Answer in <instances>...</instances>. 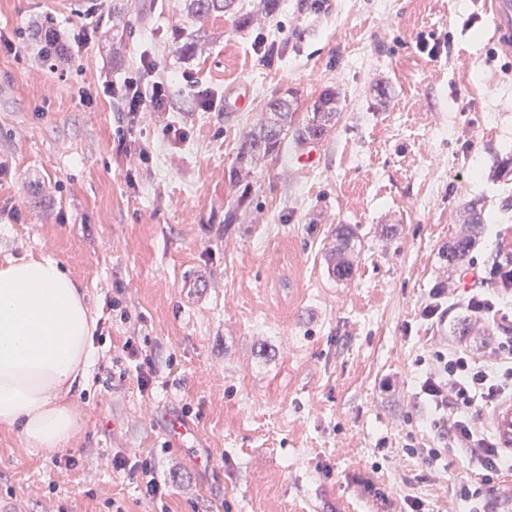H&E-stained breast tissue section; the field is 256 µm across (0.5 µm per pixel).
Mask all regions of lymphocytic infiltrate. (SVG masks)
<instances>
[{"mask_svg":"<svg viewBox=\"0 0 512 512\" xmlns=\"http://www.w3.org/2000/svg\"><path fill=\"white\" fill-rule=\"evenodd\" d=\"M154 61L142 60L136 76L123 82L121 107L130 116L166 108L169 84L156 75ZM464 307L475 319L498 323L499 335L487 360L481 361L463 348L437 350L429 376L421 385L429 407L434 411L454 408L443 447L417 449V456L430 467L455 448L469 454L479 478L459 485V498L469 512H493L494 486L500 475L512 469V460L498 456L493 443L477 423L480 409L497 398L512 395V326L498 322L499 294L489 288L469 289Z\"/></svg>","mask_w":512,"mask_h":512,"instance_id":"f902f5d3","label":"lymphocytic infiltrate"}]
</instances>
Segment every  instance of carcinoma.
<instances>
[{
  "label": "carcinoma",
  "mask_w": 512,
  "mask_h": 512,
  "mask_svg": "<svg viewBox=\"0 0 512 512\" xmlns=\"http://www.w3.org/2000/svg\"><path fill=\"white\" fill-rule=\"evenodd\" d=\"M279 5V0H247L245 3L240 0H180L181 22L173 30L174 51L184 59L200 53L206 38L204 22L212 16L222 13L228 17L233 29L242 31L273 16ZM338 101L336 90L326 89L314 103L313 111L302 116L285 98L266 103L261 118L243 134L235 166L228 172V180L238 186L239 195L224 212V223H236L241 207L251 194V184L244 181V176L266 159L280 155L290 137L298 146L323 140L336 126ZM463 212V228L439 252L445 269L463 262L482 232L479 203L469 202ZM331 238L332 247L326 255L327 274L337 283H349L356 276L357 259L362 250L359 228L355 224H336L331 229Z\"/></svg>",
  "instance_id": "obj_1"
}]
</instances>
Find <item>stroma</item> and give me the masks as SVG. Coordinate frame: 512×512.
<instances>
[{
  "mask_svg": "<svg viewBox=\"0 0 512 512\" xmlns=\"http://www.w3.org/2000/svg\"><path fill=\"white\" fill-rule=\"evenodd\" d=\"M87 2L95 16L0 0V34L18 48L0 54V262L60 260L96 320L92 373L74 394L76 466L0 426V501L19 512H404L410 495L428 512H467L469 456L449 450L435 471L407 449L441 446L447 415L420 393L430 352L455 343L482 356L493 332L454 335L459 303L494 257L512 256V174L498 171L512 155V56L485 0H282L241 32L209 19L211 40L189 61L172 51L177 0H137L121 23L110 0ZM43 24L63 46L50 68L31 35ZM274 41L279 54L261 60L257 47ZM144 57L172 84L169 108L132 124L111 90ZM241 82L251 99L237 109ZM328 88L340 117L310 150L314 166L288 145L254 175L239 223H225L243 131L269 100L306 113ZM475 200L478 244L443 272L439 250ZM335 224L362 235L344 285L324 260ZM384 224L393 237H380ZM443 280L454 305L427 317ZM171 415L192 426V448L171 442ZM116 453L150 460L169 496H145L113 469Z\"/></svg>",
  "mask_w": 512,
  "mask_h": 512,
  "instance_id": "35a3bbf8",
  "label": "stroma"
}]
</instances>
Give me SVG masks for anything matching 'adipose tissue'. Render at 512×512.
Wrapping results in <instances>:
<instances>
[{"instance_id": "adipose-tissue-1", "label": "adipose tissue", "mask_w": 512, "mask_h": 512, "mask_svg": "<svg viewBox=\"0 0 512 512\" xmlns=\"http://www.w3.org/2000/svg\"><path fill=\"white\" fill-rule=\"evenodd\" d=\"M93 327L61 262L27 253L0 265V425L35 448L71 444L80 429L72 392L93 365Z\"/></svg>"}]
</instances>
